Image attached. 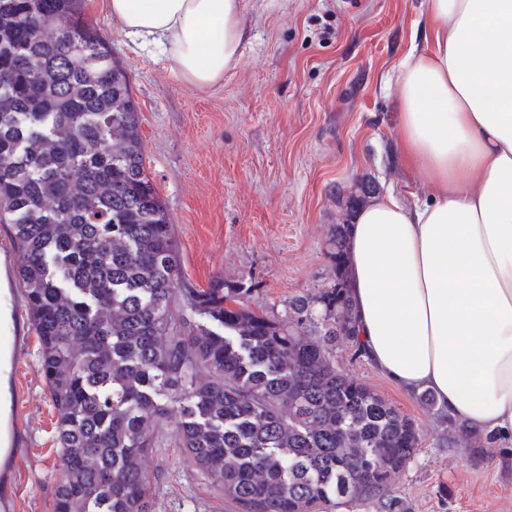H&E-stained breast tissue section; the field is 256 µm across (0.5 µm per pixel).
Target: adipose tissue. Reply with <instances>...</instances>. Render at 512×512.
I'll list each match as a JSON object with an SVG mask.
<instances>
[{
  "mask_svg": "<svg viewBox=\"0 0 512 512\" xmlns=\"http://www.w3.org/2000/svg\"><path fill=\"white\" fill-rule=\"evenodd\" d=\"M431 49L396 80L398 145L433 188L360 209L349 241L363 356L469 429L512 436V0H426ZM242 0H107L127 38L212 86L248 38Z\"/></svg>",
  "mask_w": 512,
  "mask_h": 512,
  "instance_id": "obj_1",
  "label": "adipose tissue"
}]
</instances>
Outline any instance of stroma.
<instances>
[{"instance_id": "1", "label": "stroma", "mask_w": 512, "mask_h": 512, "mask_svg": "<svg viewBox=\"0 0 512 512\" xmlns=\"http://www.w3.org/2000/svg\"><path fill=\"white\" fill-rule=\"evenodd\" d=\"M250 31L240 61L209 88L181 80L174 64L133 45L105 0L87 12L126 68L140 110L145 169L174 226L182 276L254 287L248 304L285 316L290 299L330 281L327 240L345 209L333 187L369 177L412 203L432 188L401 159L396 128L400 61L431 44L426 0H245ZM17 512H52L58 413L38 373L39 345L22 295ZM337 362L419 429L420 444L395 483L408 512H512V440L480 458L438 408L387 380L349 344ZM145 459L155 512H237L179 446L173 425Z\"/></svg>"}]
</instances>
